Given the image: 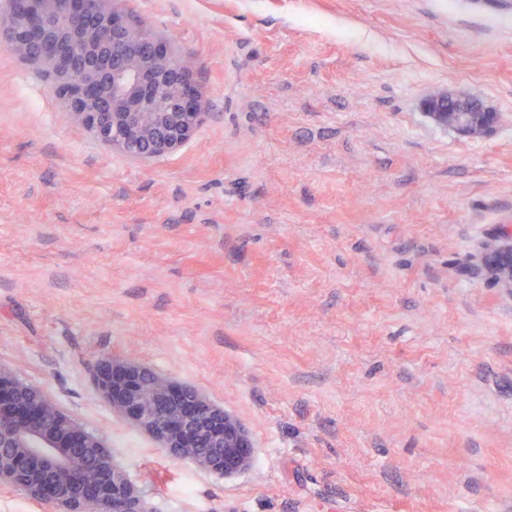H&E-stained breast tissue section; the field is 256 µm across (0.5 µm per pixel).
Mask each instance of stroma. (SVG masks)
<instances>
[{
	"mask_svg": "<svg viewBox=\"0 0 512 512\" xmlns=\"http://www.w3.org/2000/svg\"><path fill=\"white\" fill-rule=\"evenodd\" d=\"M189 63L171 153L98 141L0 46V367L155 512H512V0H119ZM497 112L465 137L438 91ZM199 389L220 478L116 414L102 363ZM504 237L509 239L507 247H493V256L488 268L491 276L498 284L512 288V226L508 225Z\"/></svg>",
	"mask_w": 512,
	"mask_h": 512,
	"instance_id": "stroma-1",
	"label": "stroma"
}]
</instances>
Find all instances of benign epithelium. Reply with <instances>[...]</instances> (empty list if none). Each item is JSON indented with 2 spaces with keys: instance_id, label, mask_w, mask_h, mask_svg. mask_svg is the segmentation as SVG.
<instances>
[{
  "instance_id": "7a95c632",
  "label": "benign epithelium",
  "mask_w": 512,
  "mask_h": 512,
  "mask_svg": "<svg viewBox=\"0 0 512 512\" xmlns=\"http://www.w3.org/2000/svg\"><path fill=\"white\" fill-rule=\"evenodd\" d=\"M112 0H9L0 44L54 81L64 107L102 143L131 159L172 152L203 120L190 66L169 45L132 25ZM427 114L463 135L492 127L497 113L470 98L436 93ZM507 247L492 249L488 268L512 288V226ZM97 382L133 425L177 459L225 477L242 469L253 448L244 429L194 387L148 367L114 359ZM0 487L55 512H153L102 440L68 418L39 387L0 368Z\"/></svg>"
}]
</instances>
